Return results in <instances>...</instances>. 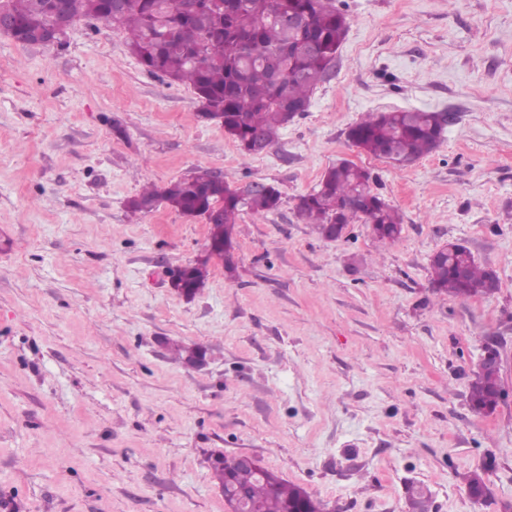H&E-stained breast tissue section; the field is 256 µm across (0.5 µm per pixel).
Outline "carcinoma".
<instances>
[{"mask_svg":"<svg viewBox=\"0 0 512 512\" xmlns=\"http://www.w3.org/2000/svg\"><path fill=\"white\" fill-rule=\"evenodd\" d=\"M76 21L100 20L122 28L129 52L152 73L190 85L200 102L220 109L224 132L242 156L273 147L279 131L308 111L311 95L335 66L348 21L336 0H67ZM13 26V38L40 45L53 36L60 14L56 0H0V14ZM443 114L420 109L368 112L347 132L349 142L374 157L404 165L439 146ZM371 172L350 161L329 168L318 185L299 198L297 216L320 233L336 225L341 233L357 219L372 225L380 240H395L401 217L374 191ZM161 201L186 216H203L214 251L187 266V292L205 286L211 261L235 265L232 229L243 211L261 218L278 210L280 191L271 185L243 192L208 172L185 176L158 190L147 187L129 199L133 213L153 210ZM432 287L467 300L489 295V270L460 245L430 261ZM501 387L500 370L477 371L469 384L478 413ZM222 488L245 493L248 512H291L318 505L299 486L270 471L243 469L226 478L213 464Z\"/></svg>","mask_w":512,"mask_h":512,"instance_id":"1","label":"carcinoma"}]
</instances>
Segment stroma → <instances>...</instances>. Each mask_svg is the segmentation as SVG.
<instances>
[{"mask_svg":"<svg viewBox=\"0 0 512 512\" xmlns=\"http://www.w3.org/2000/svg\"><path fill=\"white\" fill-rule=\"evenodd\" d=\"M336 5V65L246 158L121 28L0 33V512H226L215 453L255 456L324 512H410L412 484L429 512H512V0ZM414 107L450 117L430 155L396 167L350 145L366 113ZM342 160L375 176L397 239L297 218ZM199 169L282 198L238 217L234 272L212 265L187 299L169 275L205 253L204 219L126 202ZM449 243L495 294L434 291ZM490 348L504 396L480 414L469 382Z\"/></svg>","mask_w":512,"mask_h":512,"instance_id":"1","label":"stroma"}]
</instances>
